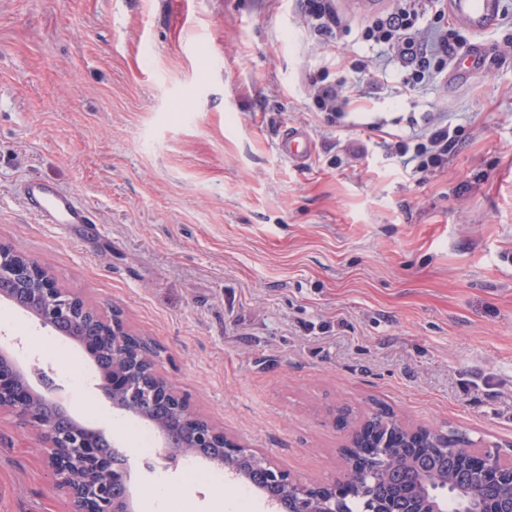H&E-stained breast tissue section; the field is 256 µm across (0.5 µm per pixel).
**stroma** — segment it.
<instances>
[{
	"instance_id": "obj_1",
	"label": "stroma",
	"mask_w": 512,
	"mask_h": 512,
	"mask_svg": "<svg viewBox=\"0 0 512 512\" xmlns=\"http://www.w3.org/2000/svg\"><path fill=\"white\" fill-rule=\"evenodd\" d=\"M398 0H336L337 48L305 0H0V243L37 260L102 320L120 311L158 374L225 432L311 482L336 478L330 408L384 404L512 453V0L456 27L462 81L409 68L365 36ZM363 88L338 122L315 84ZM447 120L444 168L400 141ZM316 144L287 161L288 128ZM73 191L92 224H45L28 178ZM126 455L135 512L212 487L144 462L148 425L85 379L92 357L0 298V343ZM40 436L0 413V512H69Z\"/></svg>"
}]
</instances>
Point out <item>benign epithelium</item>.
Wrapping results in <instances>:
<instances>
[{
	"instance_id": "benign-epithelium-1",
	"label": "benign epithelium",
	"mask_w": 512,
	"mask_h": 512,
	"mask_svg": "<svg viewBox=\"0 0 512 512\" xmlns=\"http://www.w3.org/2000/svg\"><path fill=\"white\" fill-rule=\"evenodd\" d=\"M0 296L34 316L44 327L63 335L78 328L74 337L83 349L96 352L105 339L112 340L111 371L102 373V389L113 408L149 421L162 441L163 457L173 460L188 448L233 478L241 477L247 462L271 488L268 502L275 512H346L345 499L356 491L366 496L373 469L387 464L353 453L376 441L383 425L365 418L345 426L343 473L330 483H308L278 468L258 448H249L195 413L186 397L144 364L123 321L101 322L91 329L83 325L91 312L85 301L60 288L55 278L35 260L0 244ZM35 390L15 355L0 349V410H15L41 431L47 444L46 464L55 483L73 502L75 512H134L131 473L126 455L117 448H101L102 434L76 421L50 397L52 387L42 383ZM429 446L443 457L457 461L459 470L478 469L503 489L504 495L489 504L470 501L461 512H512V454L504 456L488 448H473L445 435L429 438ZM221 449L220 456L206 453Z\"/></svg>"
}]
</instances>
